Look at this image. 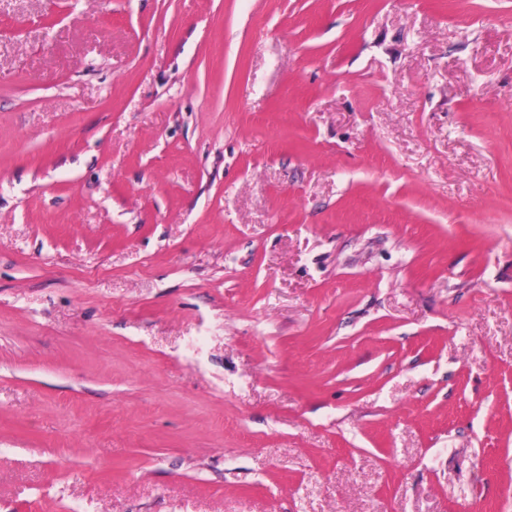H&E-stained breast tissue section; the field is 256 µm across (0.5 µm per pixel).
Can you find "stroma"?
Wrapping results in <instances>:
<instances>
[{
    "label": "stroma",
    "mask_w": 512,
    "mask_h": 512,
    "mask_svg": "<svg viewBox=\"0 0 512 512\" xmlns=\"http://www.w3.org/2000/svg\"><path fill=\"white\" fill-rule=\"evenodd\" d=\"M0 512H512V0H0Z\"/></svg>",
    "instance_id": "obj_1"
}]
</instances>
